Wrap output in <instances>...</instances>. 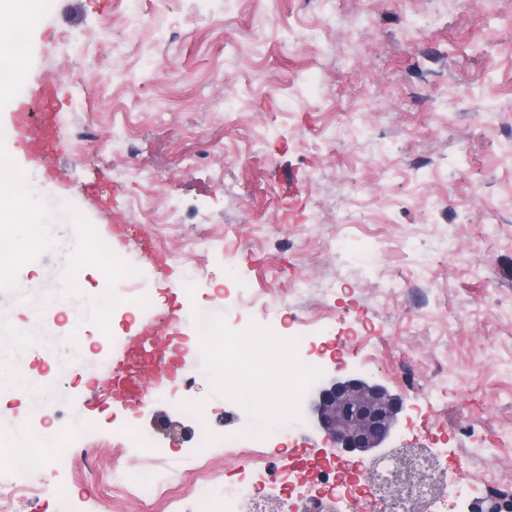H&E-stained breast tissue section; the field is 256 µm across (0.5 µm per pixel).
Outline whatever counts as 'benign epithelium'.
<instances>
[{"instance_id":"7a95c632","label":"benign epithelium","mask_w":512,"mask_h":512,"mask_svg":"<svg viewBox=\"0 0 512 512\" xmlns=\"http://www.w3.org/2000/svg\"><path fill=\"white\" fill-rule=\"evenodd\" d=\"M402 411L401 399L362 378H332L309 404L316 428L338 452L375 455L390 438Z\"/></svg>"}]
</instances>
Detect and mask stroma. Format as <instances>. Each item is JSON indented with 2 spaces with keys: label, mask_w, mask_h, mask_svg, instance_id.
Returning <instances> with one entry per match:
<instances>
[{
  "label": "stroma",
  "mask_w": 512,
  "mask_h": 512,
  "mask_svg": "<svg viewBox=\"0 0 512 512\" xmlns=\"http://www.w3.org/2000/svg\"><path fill=\"white\" fill-rule=\"evenodd\" d=\"M27 47L12 87L56 82L69 149L48 177L16 144L5 99L0 140L103 238L111 227L86 186L108 173L127 227L112 250L143 279L152 315L181 340L206 318L225 336L315 341L363 318L365 342L324 361L316 384L357 376L401 397L392 447L429 443L462 489L442 512L512 500V0H46ZM153 211L174 223H151ZM145 236L161 262L144 260ZM198 237L205 246L192 248ZM56 238L20 268L17 290H0L15 324L42 321L33 299L61 286L72 228ZM52 332L47 352L15 341L34 377L68 361L75 333L99 330L58 319ZM95 360L83 354L55 379L66 451L0 463L43 488L11 512H112L98 471L81 467L89 454L118 459L128 485L186 484L205 430L250 447L245 405L201 378L209 348L176 356L197 380V415L155 387L148 365L132 369L144 403L106 404L111 371ZM289 434L291 448L266 450L271 471L327 448L307 410Z\"/></svg>",
  "instance_id": "1"
}]
</instances>
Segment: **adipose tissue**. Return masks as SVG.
Wrapping results in <instances>:
<instances>
[{"mask_svg":"<svg viewBox=\"0 0 512 512\" xmlns=\"http://www.w3.org/2000/svg\"><path fill=\"white\" fill-rule=\"evenodd\" d=\"M42 0H0V83L8 82L14 69L15 61L26 52L27 25L36 24L42 15ZM25 18V25H18V18ZM215 328L205 325L203 342L208 343L213 353V363L217 368L235 365L238 375L237 385H245L261 379L267 380L274 388L293 391V384L278 373L270 371L264 362V355L276 348V341L267 337L256 339V349L250 359L237 361L235 353L243 344L234 338L224 342L214 341ZM14 333L10 320L0 321V395L8 393L21 396L31 410H40L47 390L37 379L22 375L21 364L15 358L12 347ZM59 445V439L52 429H44L39 435H31L19 430L0 433V457H7L19 463H32L48 448Z\"/></svg>","mask_w":512,"mask_h":512,"instance_id":"adipose-tissue-1","label":"adipose tissue"}]
</instances>
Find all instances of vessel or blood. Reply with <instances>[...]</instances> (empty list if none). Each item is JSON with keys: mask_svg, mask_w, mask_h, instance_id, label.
<instances>
[{"mask_svg": "<svg viewBox=\"0 0 512 512\" xmlns=\"http://www.w3.org/2000/svg\"><path fill=\"white\" fill-rule=\"evenodd\" d=\"M58 89L55 84L39 81L29 88L25 95L14 98L11 114L12 125L20 149L31 158L48 162L53 156L67 148L57 123L56 102ZM146 331L153 335L152 350H145L138 341H130L124 350L125 361L113 369V384L104 387L106 398L116 401H130L142 398L143 391L136 379L127 375L125 366L129 363L147 361L151 353L164 352L169 348L171 324L148 318Z\"/></svg>", "mask_w": 512, "mask_h": 512, "instance_id": "b4317fda", "label": "vessel or blood"}]
</instances>
